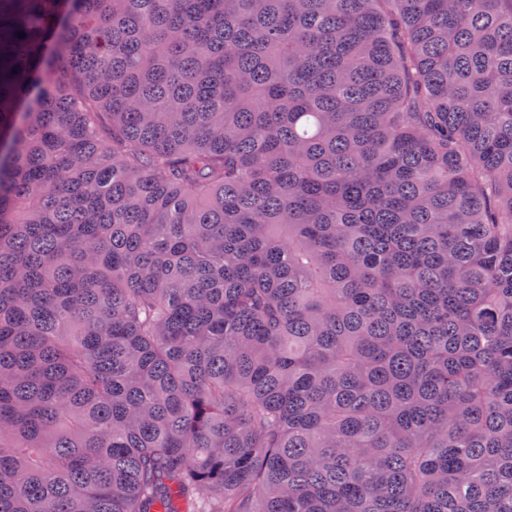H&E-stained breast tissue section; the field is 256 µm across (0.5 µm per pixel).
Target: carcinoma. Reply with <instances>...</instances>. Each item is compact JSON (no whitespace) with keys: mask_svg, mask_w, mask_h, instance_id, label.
Here are the masks:
<instances>
[{"mask_svg":"<svg viewBox=\"0 0 512 512\" xmlns=\"http://www.w3.org/2000/svg\"><path fill=\"white\" fill-rule=\"evenodd\" d=\"M0 512H512V0H0Z\"/></svg>","mask_w":512,"mask_h":512,"instance_id":"cac0c4a2","label":"carcinoma"}]
</instances>
